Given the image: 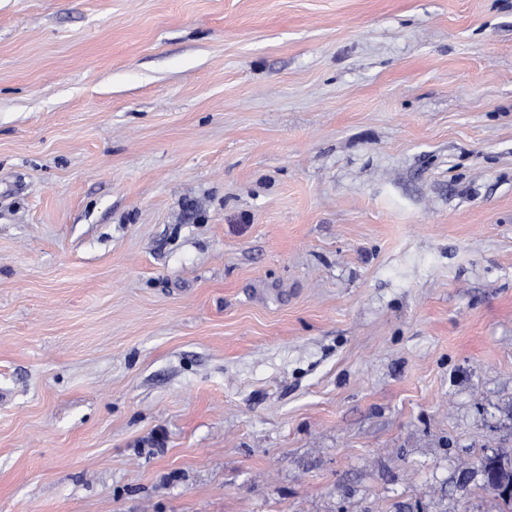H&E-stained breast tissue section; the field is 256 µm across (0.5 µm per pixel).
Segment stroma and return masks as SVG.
I'll return each mask as SVG.
<instances>
[{
  "mask_svg": "<svg viewBox=\"0 0 512 512\" xmlns=\"http://www.w3.org/2000/svg\"><path fill=\"white\" fill-rule=\"evenodd\" d=\"M496 452L512 0H0V512H499Z\"/></svg>",
  "mask_w": 512,
  "mask_h": 512,
  "instance_id": "obj_1",
  "label": "stroma"
}]
</instances>
